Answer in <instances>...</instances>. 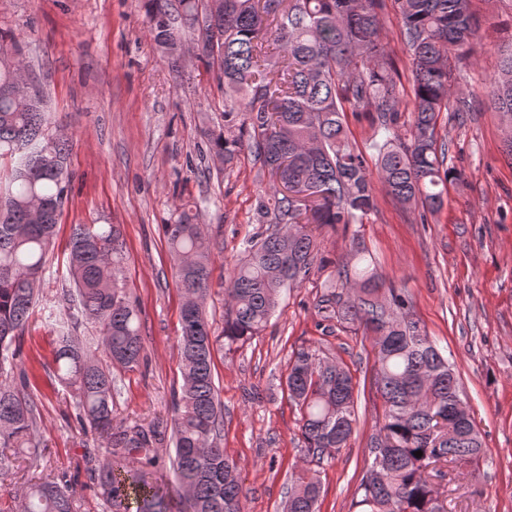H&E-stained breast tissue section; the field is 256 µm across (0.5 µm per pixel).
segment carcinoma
<instances>
[{
  "instance_id": "obj_1",
  "label": "carcinoma",
  "mask_w": 512,
  "mask_h": 512,
  "mask_svg": "<svg viewBox=\"0 0 512 512\" xmlns=\"http://www.w3.org/2000/svg\"><path fill=\"white\" fill-rule=\"evenodd\" d=\"M208 0H153L150 33L174 51L187 29L200 31L207 65L224 84V126L242 117L238 134L213 132L210 150L234 164L247 151L269 182L256 198L261 227L225 282L224 331L205 313L212 274L206 225L184 209L163 233L183 295L178 340L182 384L174 393L176 484L157 469L159 434L112 431V368L132 369L143 346L141 311L123 283L119 224H76L70 239L69 282L99 343L84 344L54 319L58 377L75 397L84 429L106 441L104 463L90 469L106 512H243L242 482L216 442L222 426L214 352L251 342L269 323L285 288L301 286L325 268L314 229L362 223L376 208L375 184L402 205L435 214L453 171L451 138L439 135L441 112H464L452 98L457 64L480 22L473 0H394L400 41L413 74L410 137L398 133L403 101L394 52L382 40L384 0H223L208 24ZM13 37L0 35V163L10 161L0 193V473L7 451L30 448L37 406L17 370L16 342L36 305L68 195V139L46 133L43 95L16 86ZM512 128V54L487 82ZM369 120L366 153L352 141L345 113ZM324 281L317 307L325 321L371 335L374 386L381 403L367 443L366 468L355 489L359 512H443L442 468L477 473L486 455L469 411L460 407V379L435 341L410 316L411 302L354 252ZM288 397L299 408L305 451L334 458L357 424L353 377L342 363L311 348L293 354ZM421 451L416 457L414 452ZM321 482L299 473L285 512H317ZM17 512H76L70 487L29 485Z\"/></svg>"
}]
</instances>
